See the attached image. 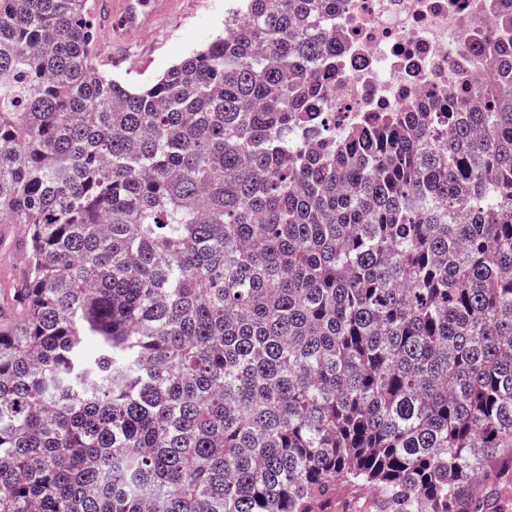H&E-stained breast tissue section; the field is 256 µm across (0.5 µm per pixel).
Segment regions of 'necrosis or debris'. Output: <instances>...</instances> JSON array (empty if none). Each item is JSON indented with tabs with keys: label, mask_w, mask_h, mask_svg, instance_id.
<instances>
[{
	"label": "necrosis or debris",
	"mask_w": 512,
	"mask_h": 512,
	"mask_svg": "<svg viewBox=\"0 0 512 512\" xmlns=\"http://www.w3.org/2000/svg\"><path fill=\"white\" fill-rule=\"evenodd\" d=\"M493 19L488 0H347L325 22L339 51L323 71L321 120L289 138L340 140L374 113L448 98L461 70L483 64L475 43Z\"/></svg>",
	"instance_id": "4bbe7bcc"
}]
</instances>
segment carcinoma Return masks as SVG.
Returning a JSON list of instances; mask_svg holds the SVG:
<instances>
[{
  "label": "carcinoma",
  "instance_id": "obj_1",
  "mask_svg": "<svg viewBox=\"0 0 512 512\" xmlns=\"http://www.w3.org/2000/svg\"><path fill=\"white\" fill-rule=\"evenodd\" d=\"M343 3L240 0L133 86L87 0H0V512H470L512 456V41L291 147ZM371 496L372 492L366 486L337 485L331 510L327 512H355L358 505Z\"/></svg>",
  "mask_w": 512,
  "mask_h": 512
}]
</instances>
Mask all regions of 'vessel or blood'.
I'll list each match as a JSON object with an SVG mask.
<instances>
[{
    "label": "vessel or blood",
    "mask_w": 512,
    "mask_h": 512,
    "mask_svg": "<svg viewBox=\"0 0 512 512\" xmlns=\"http://www.w3.org/2000/svg\"><path fill=\"white\" fill-rule=\"evenodd\" d=\"M175 0H104L102 10L116 38L125 44L156 28Z\"/></svg>",
    "instance_id": "vessel-or-blood-1"
}]
</instances>
